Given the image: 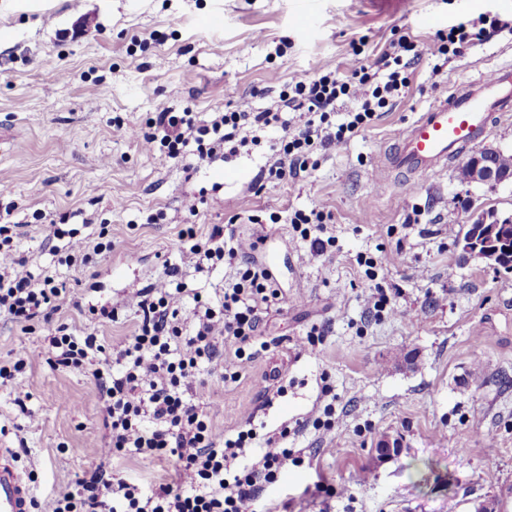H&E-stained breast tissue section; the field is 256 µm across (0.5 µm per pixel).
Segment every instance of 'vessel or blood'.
I'll list each match as a JSON object with an SVG mask.
<instances>
[{"label":"vessel or blood","instance_id":"1","mask_svg":"<svg viewBox=\"0 0 512 512\" xmlns=\"http://www.w3.org/2000/svg\"><path fill=\"white\" fill-rule=\"evenodd\" d=\"M510 84L512 62H502L437 100L398 135L387 171L421 180L446 167L512 112V93L503 91ZM0 512H34L30 486L7 448H0Z\"/></svg>","mask_w":512,"mask_h":512}]
</instances>
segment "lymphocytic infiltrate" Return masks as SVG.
I'll return each mask as SVG.
<instances>
[{"label":"lymphocytic infiltrate","mask_w":512,"mask_h":512,"mask_svg":"<svg viewBox=\"0 0 512 512\" xmlns=\"http://www.w3.org/2000/svg\"><path fill=\"white\" fill-rule=\"evenodd\" d=\"M508 28L511 20L486 14L461 20L454 31L438 33L435 54H462ZM420 58L414 37L402 36L372 64L356 58L343 72L328 66L315 76L295 74L280 95L278 111L255 112L243 105L213 113L200 125L190 110L163 108L149 120L147 130L133 129L129 135L146 150L164 147L168 158L192 154L212 163L236 156L241 147L258 143L261 132L279 126L284 135L274 144L278 158L263 177L294 179L312 168L314 152L349 140L403 97ZM284 108L299 113L298 123L283 120ZM328 218L317 207L285 217L276 210L270 214L272 223L288 221L315 256L331 244L325 236ZM18 235L17 225H0V316L22 326L38 318L51 322L76 299L54 276L31 271L15 244ZM223 264L236 267L235 279L211 299L188 292L180 279L182 268ZM280 296L269 270L247 262L234 234L216 224L204 238L182 243L177 262L167 264L153 284L128 290L125 305L139 318L135 336L108 349L95 333L78 338L66 324L57 325L51 343L58 351V366L77 369L107 353L114 358L113 364L94 371L109 431L103 455L172 457L177 466L172 482L148 491L94 472L59 498L54 512H255L263 492L278 481L293 457L286 446L288 433L266 438L258 457L246 461L256 432L242 431L233 438L217 432L204 409L212 389L197 377L220 357L221 346L233 348L243 364L266 352L260 315ZM189 301L194 308L188 323L181 312Z\"/></svg>","instance_id":"obj_1"}]
</instances>
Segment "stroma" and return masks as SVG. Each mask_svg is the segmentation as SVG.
Masks as SVG:
<instances>
[{
  "label": "stroma",
  "mask_w": 512,
  "mask_h": 512,
  "mask_svg": "<svg viewBox=\"0 0 512 512\" xmlns=\"http://www.w3.org/2000/svg\"><path fill=\"white\" fill-rule=\"evenodd\" d=\"M45 11L0 13V176L8 182L0 211L22 223L17 247L33 271L65 280L82 303L60 318L74 335L93 332L104 345L133 336L138 317L128 289L154 283L176 260L187 233L212 225L252 231L260 216L270 237L290 225L268 223L323 208L334 247L312 257L302 242L273 267L280 300L262 315L270 348L246 370L232 353L206 369L213 381L241 371L211 396L214 428L233 437L255 429L278 435L306 422L288 446L303 460L286 469L258 502L259 512H504L512 498V273L478 260L459 263L453 243L475 209L512 215V182L458 179V163L416 183L374 181L396 135L456 85L512 57V33L449 56L440 74L430 50L438 31L489 14L512 20V0H51ZM423 55L405 98L350 140L317 152L314 170L261 182L270 140L223 162L238 181L216 182L211 164L144 151L126 137L157 108L190 109L197 122L248 102L273 107L298 71L319 73L365 62L403 34ZM59 71L48 80L45 72ZM204 197L196 214L184 196ZM456 207H449V198ZM64 220L79 236L105 235L109 252L91 266L55 265L48 229L37 213ZM157 223H148L149 215ZM400 251L398 263L366 272L359 256ZM385 289L398 316L368 314ZM118 318L95 322L92 307ZM330 332L303 346L312 325ZM51 331L0 317V365L16 353L30 362L15 381L0 379V448L12 449L35 512L96 471L144 489L166 482L176 462L101 454L107 430L92 366L55 367ZM481 361L486 381L470 371ZM27 392L17 403L19 392ZM334 405L331 428L310 422ZM397 438L395 456L377 461L382 436ZM333 494L318 493L317 485Z\"/></svg>",
  "instance_id": "35a3bbf8"
}]
</instances>
